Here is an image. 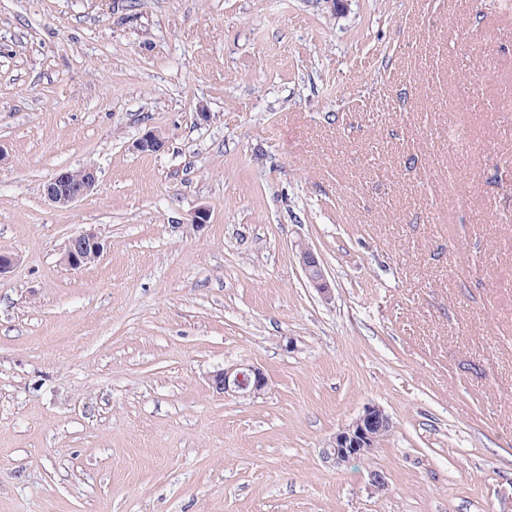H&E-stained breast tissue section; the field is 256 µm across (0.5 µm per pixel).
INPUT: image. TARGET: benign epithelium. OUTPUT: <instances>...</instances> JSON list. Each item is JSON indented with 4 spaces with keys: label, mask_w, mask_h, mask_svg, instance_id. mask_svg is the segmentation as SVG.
I'll return each instance as SVG.
<instances>
[{
    "label": "benign epithelium",
    "mask_w": 512,
    "mask_h": 512,
    "mask_svg": "<svg viewBox=\"0 0 512 512\" xmlns=\"http://www.w3.org/2000/svg\"><path fill=\"white\" fill-rule=\"evenodd\" d=\"M165 147V137L150 130L135 141L134 149L141 153H156ZM98 182L95 169L83 168L76 173L61 170L50 178L43 188L45 199L59 208H66L94 190ZM75 246H68L63 261L72 270H78L98 259L105 244L96 229L89 228L72 237ZM299 259L308 283L322 298L332 297V288L318 254L310 247L299 249ZM216 392L238 398H256L269 388L264 371L254 365L239 363L213 372L208 378ZM393 430L390 416L378 405L364 408L351 423L342 426L331 438L324 451L325 458L338 464L367 457Z\"/></svg>",
    "instance_id": "1"
}]
</instances>
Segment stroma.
<instances>
[{"label": "stroma", "mask_w": 512, "mask_h": 512, "mask_svg": "<svg viewBox=\"0 0 512 512\" xmlns=\"http://www.w3.org/2000/svg\"><path fill=\"white\" fill-rule=\"evenodd\" d=\"M0 153V512H512V0H0ZM97 182L94 168H83L76 173L61 170L46 182L43 195L52 205L66 208L93 191ZM74 247L69 244L64 250L63 261L73 270H78L98 259L105 244L95 228L90 227L72 237ZM299 259L308 283L316 289V291L325 300L332 297V289L327 279L324 266L318 257V254L310 247L302 246L299 249ZM208 381L216 392L238 398H256L269 388V380L264 371L247 363L224 366L214 371ZM393 430V421L383 408L370 405L351 423L342 426L324 451L326 459L349 463L367 457Z\"/></svg>", "instance_id": "obj_1"}]
</instances>
